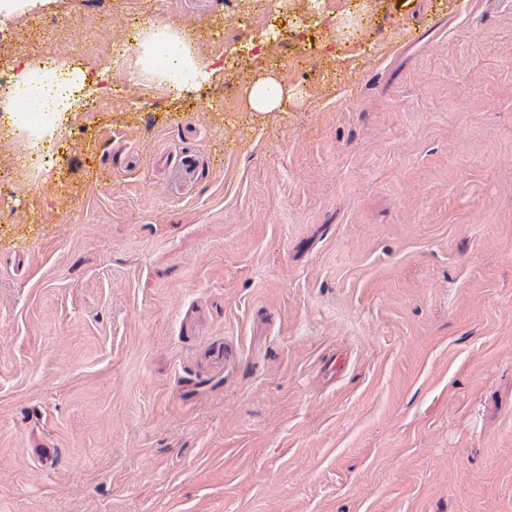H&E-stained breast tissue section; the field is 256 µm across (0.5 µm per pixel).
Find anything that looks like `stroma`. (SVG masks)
<instances>
[{"mask_svg": "<svg viewBox=\"0 0 512 512\" xmlns=\"http://www.w3.org/2000/svg\"><path fill=\"white\" fill-rule=\"evenodd\" d=\"M224 2L45 8L197 23L214 72L77 61L76 149L0 202V512H512V0H348L254 58ZM288 92L274 79L261 78L256 80L251 91V105L253 109L265 111L279 107Z\"/></svg>", "mask_w": 512, "mask_h": 512, "instance_id": "1", "label": "stroma"}]
</instances>
